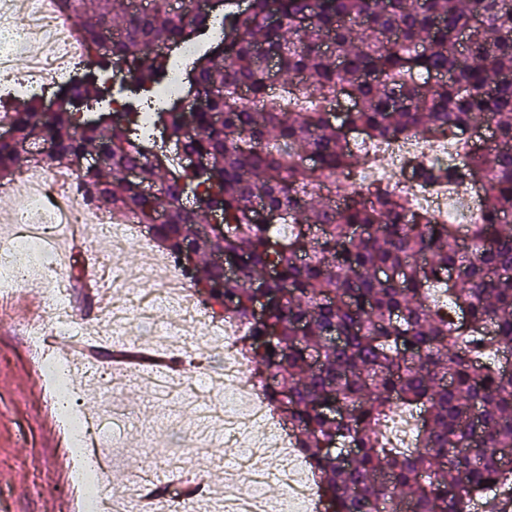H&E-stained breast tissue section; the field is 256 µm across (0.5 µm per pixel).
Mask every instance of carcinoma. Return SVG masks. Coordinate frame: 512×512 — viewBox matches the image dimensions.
<instances>
[{
	"label": "carcinoma",
	"instance_id": "cac0c4a2",
	"mask_svg": "<svg viewBox=\"0 0 512 512\" xmlns=\"http://www.w3.org/2000/svg\"><path fill=\"white\" fill-rule=\"evenodd\" d=\"M221 2L209 18L191 0L178 12L169 0L137 10L132 0H60L86 40V72L58 87L54 112L35 96L0 100V122L16 133L0 142V181L14 180L25 163L18 144L35 135L56 142L57 167L83 152L110 159L82 174L83 193L153 225L175 259L193 247L205 260L184 273L218 307L213 317L245 327L241 352L259 394L295 434L328 512H473L476 501L508 512L497 489L512 482V0ZM106 25L110 57L96 52ZM158 43L170 53L156 54ZM186 44L196 46L189 59ZM115 63L148 93L178 68L197 74L188 83L207 109L191 111L183 95L156 118L183 151L208 155V168H163L148 131L134 128L143 123L135 101L128 124L106 134L79 119L74 101L99 96ZM343 96L353 108L333 121L327 105ZM354 133L460 144L462 163L421 162L415 175L476 187L477 222L464 233L439 224L389 186L353 187L336 201V177L363 162ZM125 171L159 184L158 194L145 196ZM185 183L203 205L183 201ZM160 208L169 215L156 224ZM208 208L224 223L204 239ZM219 249L240 260L236 277L211 262ZM258 291L263 321L250 312ZM412 409L422 412L414 447L397 448L389 421Z\"/></svg>",
	"mask_w": 512,
	"mask_h": 512
}]
</instances>
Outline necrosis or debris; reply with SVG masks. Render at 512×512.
<instances>
[{
  "label": "necrosis or debris",
  "mask_w": 512,
  "mask_h": 512,
  "mask_svg": "<svg viewBox=\"0 0 512 512\" xmlns=\"http://www.w3.org/2000/svg\"><path fill=\"white\" fill-rule=\"evenodd\" d=\"M20 7L24 15L21 26L10 36L0 35V91L17 99L36 89L50 88L53 80L74 78L84 56L83 36L74 19L59 10L57 0H23ZM421 161L444 168L454 163L455 155L444 141L427 149L414 139L400 141L379 152L377 163L365 170L363 179L406 189L415 205L433 213L439 223H471L477 212L475 190L451 189L444 183L418 186L412 169ZM60 175L63 173L56 168L26 166L12 183V190L21 192L24 202L10 217L11 223L18 225V232L8 241H0V293L16 295L30 285H43L51 308L41 314L37 325H25V333L37 339L48 334L79 339L80 329L64 315L70 307V283L58 273L53 258L60 232L92 224L112 240L110 256L98 263L99 285L113 297L112 303L100 311L104 330L122 336L131 325L151 324L152 301L130 304L122 299L123 284L130 276L122 264L124 226L118 225L111 213L84 199L76 171L64 174L73 191L61 197L57 191ZM238 334L233 323H225L222 374L202 372L194 375L190 387L175 386L169 391L177 401L211 408L224 420V446L234 454L224 512H305L309 506L314 512H324L323 503L315 499L309 469L299 450L292 448L287 432L279 426L263 437L252 432L254 424L267 421L268 410L261 398L247 395L241 379L245 360L236 346ZM37 372L51 386L54 410L68 430V451L80 462L76 481L82 512H100L107 467L103 456L86 453V437L91 434L99 443H106L133 420L134 414L126 409L91 424L89 415L64 400L74 391L77 379L68 358L53 352L42 355ZM269 454L285 457L287 470L260 465L259 457ZM274 481L287 485L286 495L276 500L266 494L267 485Z\"/></svg>",
  "instance_id": "1"
}]
</instances>
